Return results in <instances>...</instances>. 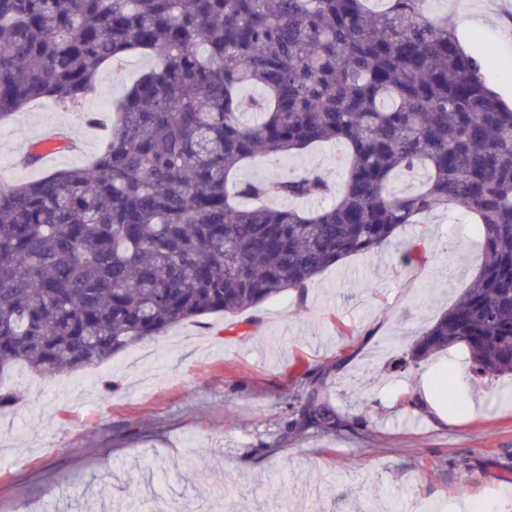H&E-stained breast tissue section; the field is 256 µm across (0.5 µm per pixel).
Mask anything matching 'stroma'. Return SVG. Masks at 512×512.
<instances>
[{"instance_id":"1","label":"stroma","mask_w":512,"mask_h":512,"mask_svg":"<svg viewBox=\"0 0 512 512\" xmlns=\"http://www.w3.org/2000/svg\"><path fill=\"white\" fill-rule=\"evenodd\" d=\"M482 22L469 52L492 49L488 85L512 88V0H469ZM153 58L131 56L101 71L80 107L49 100L0 123V184L39 177L20 158L48 130L80 150L54 168L85 165L103 137L86 122L104 114ZM343 146L264 157L239 179L319 168L343 178ZM400 249L350 257L310 284L234 316L173 326L78 373L15 366L7 384L34 401L0 412V512H512V378L471 380L455 351L401 372L399 358L475 277L472 225L435 214L406 225ZM470 410L436 398L442 367ZM323 376L334 430L287 434L305 401V370ZM466 495H459L460 480Z\"/></svg>"}]
</instances>
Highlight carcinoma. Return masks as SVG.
Returning <instances> with one entry per match:
<instances>
[{
	"instance_id": "1",
	"label": "carcinoma",
	"mask_w": 512,
	"mask_h": 512,
	"mask_svg": "<svg viewBox=\"0 0 512 512\" xmlns=\"http://www.w3.org/2000/svg\"><path fill=\"white\" fill-rule=\"evenodd\" d=\"M368 2L0 0V121L38 99L77 107L103 68L156 60L112 102L94 162L0 186V374L87 369L178 323L302 297L457 210L480 226L477 277L406 359L459 347L472 376L512 375V107L429 0ZM320 143L346 148L339 186L316 167L236 178ZM437 396L465 411L446 372ZM310 426L336 427L316 387L288 430Z\"/></svg>"
}]
</instances>
